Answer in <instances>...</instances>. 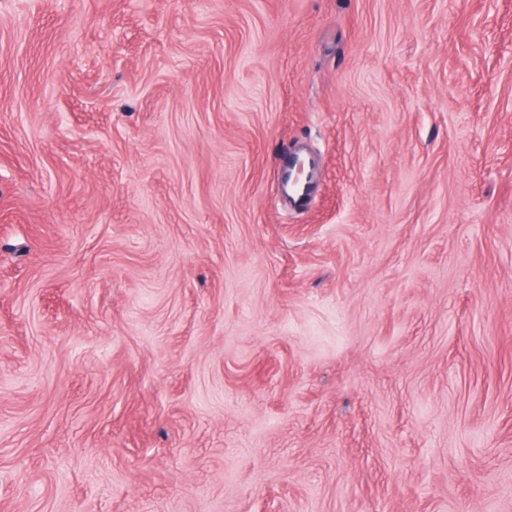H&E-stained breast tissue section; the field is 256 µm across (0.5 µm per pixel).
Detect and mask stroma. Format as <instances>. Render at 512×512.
Wrapping results in <instances>:
<instances>
[{
  "label": "stroma",
  "instance_id": "35a3bbf8",
  "mask_svg": "<svg viewBox=\"0 0 512 512\" xmlns=\"http://www.w3.org/2000/svg\"><path fill=\"white\" fill-rule=\"evenodd\" d=\"M0 512H512V0H0ZM303 166V176L300 181L295 182L293 176L289 177L288 173L291 168H296L298 164ZM313 176V163L306 159L296 158L288 162V170H285L280 183L281 191L294 202L304 200L311 187V179Z\"/></svg>",
  "mask_w": 512,
  "mask_h": 512
}]
</instances>
